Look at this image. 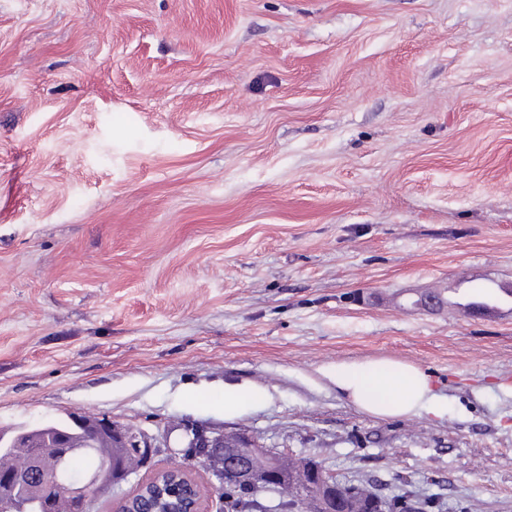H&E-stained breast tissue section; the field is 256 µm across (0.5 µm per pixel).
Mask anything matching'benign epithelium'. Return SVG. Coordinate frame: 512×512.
<instances>
[{
	"instance_id": "obj_1",
	"label": "benign epithelium",
	"mask_w": 512,
	"mask_h": 512,
	"mask_svg": "<svg viewBox=\"0 0 512 512\" xmlns=\"http://www.w3.org/2000/svg\"><path fill=\"white\" fill-rule=\"evenodd\" d=\"M71 422L82 430L86 442L93 439L110 437L116 439L122 447L133 454H150L156 447L152 439L143 431L133 428L119 429L108 417L88 418L72 413ZM193 439L196 447L210 449L203 456V462L209 466L218 481L216 490L224 493V483L237 482L251 485L255 482L254 463L257 459H268L263 479L275 483L284 481V471L278 468L274 452L267 450L258 439L243 433H228L212 427L196 424ZM49 451L58 460L59 469L53 473L42 470L40 458ZM83 451L71 434L60 432L54 436L52 447L33 455L27 465L6 473L0 472V512H55L56 503L65 499L69 502L70 512H93V495L103 486L100 473L89 471L78 479L65 473L66 463L75 454ZM321 480L302 489L296 501V512H352L350 505L336 499L338 480L330 471L321 469ZM35 488V497L21 504L17 492Z\"/></svg>"
}]
</instances>
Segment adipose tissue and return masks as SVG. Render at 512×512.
<instances>
[{
	"label": "adipose tissue",
	"mask_w": 512,
	"mask_h": 512,
	"mask_svg": "<svg viewBox=\"0 0 512 512\" xmlns=\"http://www.w3.org/2000/svg\"><path fill=\"white\" fill-rule=\"evenodd\" d=\"M324 374L352 403L376 416L440 411L429 376L411 365L388 359L339 363Z\"/></svg>",
	"instance_id": "ef3b65f1"
}]
</instances>
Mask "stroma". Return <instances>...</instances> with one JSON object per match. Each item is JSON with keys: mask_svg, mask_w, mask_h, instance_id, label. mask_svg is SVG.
Listing matches in <instances>:
<instances>
[{"mask_svg": "<svg viewBox=\"0 0 512 512\" xmlns=\"http://www.w3.org/2000/svg\"><path fill=\"white\" fill-rule=\"evenodd\" d=\"M376 359L442 414L324 375ZM74 411L171 442L95 512H219L185 420L512 512V0H0V434ZM324 374L360 409L376 416L440 413L429 376L420 369L388 359L338 363Z\"/></svg>", "mask_w": 512, "mask_h": 512, "instance_id": "1", "label": "stroma"}]
</instances>
